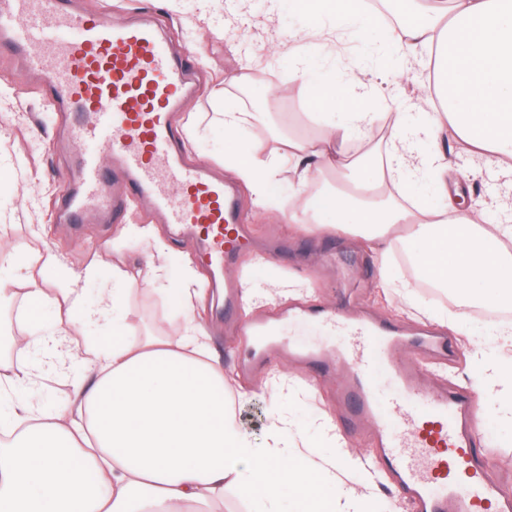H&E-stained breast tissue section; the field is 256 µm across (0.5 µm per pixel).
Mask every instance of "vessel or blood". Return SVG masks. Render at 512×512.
<instances>
[{"instance_id":"obj_1","label":"vessel or blood","mask_w":512,"mask_h":512,"mask_svg":"<svg viewBox=\"0 0 512 512\" xmlns=\"http://www.w3.org/2000/svg\"><path fill=\"white\" fill-rule=\"evenodd\" d=\"M70 2L0 0V51L20 53L27 71L44 77L51 109L68 115L76 168L58 198L57 223L93 215L116 223L131 199L148 200L174 233L196 238L200 262L222 278L224 317L233 321L237 284L223 273L236 265L250 235L232 190L211 179L205 165L182 160L174 116L195 93L186 66L152 19L78 14ZM309 320L346 342L297 351L294 359L339 375L336 399L346 428L373 424L383 464L413 512H512V498L483 474L473 397L418 382L411 351L449 352L434 332L410 335L393 322L332 308H287L269 321L240 324L251 343L239 370H258L276 336ZM379 365L387 384L373 374Z\"/></svg>"}]
</instances>
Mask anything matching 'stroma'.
<instances>
[{"label": "stroma", "mask_w": 512, "mask_h": 512, "mask_svg": "<svg viewBox=\"0 0 512 512\" xmlns=\"http://www.w3.org/2000/svg\"><path fill=\"white\" fill-rule=\"evenodd\" d=\"M78 11L95 13L103 9L124 15L140 12L154 16L172 54L185 58L198 87L196 96L181 105L178 120L185 141L183 155L191 163H206L213 176L233 183L237 203L251 227L252 241L238 267L228 269V278L266 284L276 277L289 282L287 293L271 292L253 311V318H266L280 309L293 307L343 306L350 314H372L415 332L432 329L448 335L456 356L441 360L420 354L418 360L424 386L438 384L474 392L470 379L474 338L484 322L469 317V335L453 331L449 320L452 308L442 299L414 286L400 259L402 237H393L387 257H380L365 240L345 233L313 230L308 224L289 223L283 210L293 204L299 187L289 173L268 187L278 209L262 211L253 207L248 190L237 184L224 162L227 135L218 121L225 99L242 108L251 101L263 102V121L241 131V139L261 145L263 155L278 153L284 139L294 136L317 139L330 128L333 117L318 113L301 92V74L326 82L340 83L357 60H369L370 45L356 34L341 36L339 49L306 57L296 62L293 46L272 43L274 33L292 30L306 33L309 12L298 0H237L235 12H228L225 0H213L208 13H201L198 0H73ZM388 58L406 59L413 77L399 94L407 107L408 119L415 120L431 109L419 85L425 78L424 54H404L388 50ZM42 76L27 73L24 58L16 53H0V284L12 288L14 299L26 297L29 287L18 282L16 254L27 248L47 249L76 280L84 305L100 306L112 293V269L136 270L159 252L185 253L195 258L197 243L188 235H174L168 225L158 226L159 240L151 242L128 236L120 248L112 240L122 236V226L89 222L75 228L53 223L52 211L62 176L73 160L60 130V117L47 106ZM443 144L452 164V178L460 191L459 202L469 206L482 201L488 215H495L502 197L490 194L489 183L503 184L498 173L476 179L472 172V147L445 131ZM282 248L278 263L269 260L270 247ZM179 267H168L164 278L149 288L127 292L119 310L127 323L130 343L144 336H170L183 321L168 291L180 281ZM408 285L399 293L398 285ZM223 295H215L201 314L213 351L224 365V389L232 396L254 389V396L239 399L236 416L241 429L255 442H262L269 426L271 407H278L296 421L304 437L317 442V420L321 415L338 417L336 379L319 378L304 365L279 354L249 376L235 369L243 356L247 339L228 332L219 309ZM41 354L30 348L25 355L0 363V377L32 371V390L50 398L52 404L66 400L73 384L90 371L73 366L63 372L39 369ZM484 476L506 495L512 496V428L495 414H487L481 433Z\"/></svg>", "instance_id": "obj_1"}]
</instances>
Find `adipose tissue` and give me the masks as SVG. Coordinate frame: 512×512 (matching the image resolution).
Wrapping results in <instances>:
<instances>
[{
    "mask_svg": "<svg viewBox=\"0 0 512 512\" xmlns=\"http://www.w3.org/2000/svg\"><path fill=\"white\" fill-rule=\"evenodd\" d=\"M418 9L400 44L427 53L432 110L415 123L394 122L388 151L368 175L346 156L353 134L373 131L383 116L371 111V88L358 78L346 89L303 80L308 103L345 111V123L325 138L289 142L284 158L258 159L255 146L235 139L231 169L267 209V187L290 161L300 192L289 222L332 224L383 253L393 228L408 225L406 241L430 279L466 302H512V214L481 224L480 203L460 210L448 193L446 157L432 145L438 131L452 128L482 165L512 176V0H420ZM327 11L356 29L365 25L353 0H329L311 13L315 38L298 54L324 50L316 36ZM315 160L335 171L338 187L314 201L304 190ZM426 172L433 199L409 209L411 185ZM16 267L32 285L34 307L52 305L60 317L49 334L14 337V354L46 345L59 364H82L96 378L76 387L66 412L28 403L0 421V433L10 437L0 445V512H197L228 488L245 495L252 512H360L375 479L329 416L317 424L328 444L323 451L276 410L262 444L241 430L224 393V370L194 316L191 286L201 281L195 269L169 291L184 314L178 334L133 345L118 317L111 342L75 343L73 326L94 322L98 313L82 308L73 277L60 272L52 253H23ZM473 361L486 404L512 424V323L490 325Z\"/></svg>",
    "mask_w": 512,
    "mask_h": 512,
    "instance_id": "adipose-tissue-1",
    "label": "adipose tissue"
}]
</instances>
